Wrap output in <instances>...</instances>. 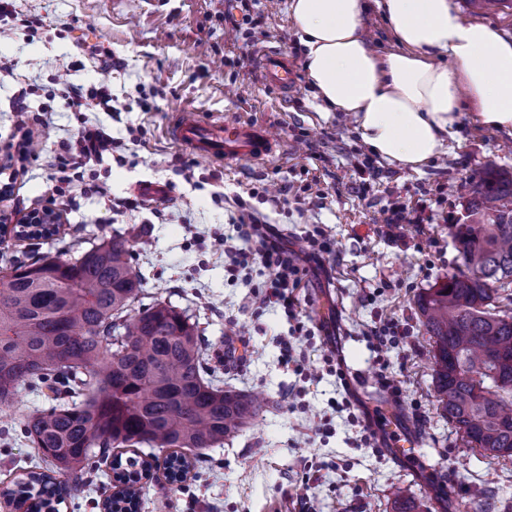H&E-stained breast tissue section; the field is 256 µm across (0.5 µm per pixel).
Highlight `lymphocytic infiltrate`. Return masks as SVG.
<instances>
[{"label": "lymphocytic infiltrate", "mask_w": 512, "mask_h": 512, "mask_svg": "<svg viewBox=\"0 0 512 512\" xmlns=\"http://www.w3.org/2000/svg\"><path fill=\"white\" fill-rule=\"evenodd\" d=\"M121 139L115 138L100 123L83 125L77 135L60 145L56 157V166L60 173L54 191L62 205L73 203L70 191L71 171L86 167L89 163L103 161L122 148ZM240 210L238 218L224 227V270L230 280L250 275L255 264H263L274 271L273 277L265 283L256 285L253 295L259 309L283 310L293 327L292 341L284 343V365L293 367L294 371L304 369L303 357L297 356L294 341L310 339L311 332L304 328L296 309V293L302 286L303 269L298 261L301 256L319 259L329 252L328 243L318 241L311 236L300 238L298 249H290L283 244L274 231L266 215L252 211L244 200H237Z\"/></svg>", "instance_id": "lymphocytic-infiltrate-1"}]
</instances>
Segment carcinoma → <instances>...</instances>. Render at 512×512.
<instances>
[{
  "instance_id": "obj_1",
  "label": "carcinoma",
  "mask_w": 512,
  "mask_h": 512,
  "mask_svg": "<svg viewBox=\"0 0 512 512\" xmlns=\"http://www.w3.org/2000/svg\"><path fill=\"white\" fill-rule=\"evenodd\" d=\"M512 10V0H468ZM453 235L464 270L416 300L432 340L442 414L483 454L512 459V172L486 166L466 184ZM130 239H104L70 260L44 254L0 278V411L22 387L48 405L23 433L48 473L0 494L26 512L55 505L88 483L91 449L171 448L166 468L188 472L186 452L221 445L252 424L260 405L208 375L198 322L165 302L135 309L141 278ZM102 503L139 502L142 474Z\"/></svg>"
}]
</instances>
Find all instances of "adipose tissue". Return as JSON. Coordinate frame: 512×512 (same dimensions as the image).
I'll return each instance as SVG.
<instances>
[{
	"mask_svg": "<svg viewBox=\"0 0 512 512\" xmlns=\"http://www.w3.org/2000/svg\"><path fill=\"white\" fill-rule=\"evenodd\" d=\"M376 4L399 45L384 56L364 37V0H288L307 81L326 112L352 114L372 152L411 171L444 151L461 99L482 125L512 131L511 37L464 21L450 0Z\"/></svg>",
	"mask_w": 512,
	"mask_h": 512,
	"instance_id": "obj_1",
	"label": "adipose tissue"
}]
</instances>
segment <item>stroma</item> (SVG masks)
Listing matches in <instances>:
<instances>
[{"mask_svg":"<svg viewBox=\"0 0 512 512\" xmlns=\"http://www.w3.org/2000/svg\"><path fill=\"white\" fill-rule=\"evenodd\" d=\"M286 4L258 0L253 14L259 24L245 44L224 27L229 0H17L19 12L40 16L46 26L33 33L17 19L0 23L11 30L0 38V61L14 66L13 77L0 81V164L17 142V83L33 86L31 110L50 106L54 112L48 126L34 127L40 156L28 160L10 195L0 197V212L51 209L60 219L50 241L0 238V272L48 252L74 258L100 240L135 232L140 242L131 262L142 277V305L162 300L196 315L208 351L243 344V360L216 365V375L226 388L263 395L258 416L224 445L205 450L179 485L165 477L164 450L123 449V457L154 461L139 512H304L296 492L306 480L319 512H395L400 493L414 512H470L476 506L512 512V459L467 447L438 409L430 341L416 307L419 293L459 272L451 233L464 213V185L487 165L512 170V133L485 128L465 109L447 153L420 171L369 155L350 116L321 115ZM261 47L281 49L298 66L289 95L262 85L254 64L228 66V59L252 56ZM95 48L111 51L120 66L93 59ZM66 81L107 87L118 118L64 111L59 94ZM184 112L264 124L281 137L282 152L264 165L202 160L169 137V126ZM86 119L126 143L121 159L106 158L74 175L75 201L64 210L49 163ZM366 159L374 174L358 169ZM184 163L192 167V180L178 172ZM214 172L220 181L211 180ZM145 183L167 192L142 199L135 211L110 212V200L135 195ZM94 184L106 185L109 198L91 193ZM287 188L293 200H284ZM254 190L265 194L261 210L289 248L318 228L333 243L321 262L301 263L306 275L298 308L307 326L327 331L305 344L302 376L279 362L286 318L256 311L249 288L224 275L217 239L231 207L222 196L245 198ZM394 209L417 216V223L386 225ZM379 318L408 330L387 352L402 387L398 402L364 374L373 364L364 333ZM330 349L343 358L346 372L359 374L352 389L359 409L415 435L405 459L361 447L359 427L333 408L343 389L324 368ZM43 405L38 392L25 388L12 411L0 413V488L44 470L20 435L24 418ZM109 472V466H93L84 492L58 512H99L98 502L111 492Z\"/></svg>","mask_w":512,"mask_h":512,"instance_id":"35a3bbf8","label":"stroma"}]
</instances>
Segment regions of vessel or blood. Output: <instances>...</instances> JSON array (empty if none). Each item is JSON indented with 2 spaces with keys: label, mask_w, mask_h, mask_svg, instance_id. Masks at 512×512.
<instances>
[{
  "label": "vessel or blood",
  "mask_w": 512,
  "mask_h": 512,
  "mask_svg": "<svg viewBox=\"0 0 512 512\" xmlns=\"http://www.w3.org/2000/svg\"><path fill=\"white\" fill-rule=\"evenodd\" d=\"M260 82L287 94L295 86V67L275 47L256 54ZM172 140L212 162L247 160L263 164L273 159L281 142L262 125L245 120L178 117L170 128Z\"/></svg>",
  "instance_id": "vessel-or-blood-1"
}]
</instances>
